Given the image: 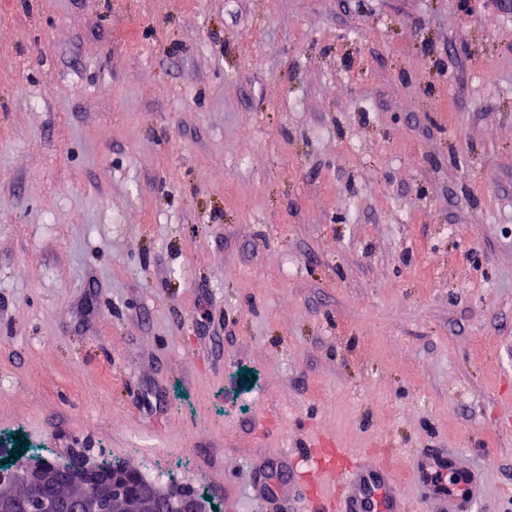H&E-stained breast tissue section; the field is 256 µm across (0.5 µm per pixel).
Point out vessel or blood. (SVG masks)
I'll return each instance as SVG.
<instances>
[{
    "label": "vessel or blood",
    "mask_w": 512,
    "mask_h": 512,
    "mask_svg": "<svg viewBox=\"0 0 512 512\" xmlns=\"http://www.w3.org/2000/svg\"><path fill=\"white\" fill-rule=\"evenodd\" d=\"M450 456L437 450H427L416 458V478L429 484L435 473L449 469ZM324 471L339 476L347 494L339 502V512H407L397 473L389 467H373L363 459H353L349 467L340 463L324 464ZM479 498L474 474L458 476L448 487L438 492L434 512H472Z\"/></svg>",
    "instance_id": "vessel-or-blood-1"
}]
</instances>
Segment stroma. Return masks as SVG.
<instances>
[{
    "label": "stroma",
    "mask_w": 512,
    "mask_h": 512,
    "mask_svg": "<svg viewBox=\"0 0 512 512\" xmlns=\"http://www.w3.org/2000/svg\"><path fill=\"white\" fill-rule=\"evenodd\" d=\"M432 448L512 512V0H0V457Z\"/></svg>",
    "instance_id": "1"
}]
</instances>
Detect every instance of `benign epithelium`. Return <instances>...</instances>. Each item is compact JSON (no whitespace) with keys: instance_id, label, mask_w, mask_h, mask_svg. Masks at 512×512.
I'll use <instances>...</instances> for the list:
<instances>
[{"instance_id":"benign-epithelium-1","label":"benign epithelium","mask_w":512,"mask_h":512,"mask_svg":"<svg viewBox=\"0 0 512 512\" xmlns=\"http://www.w3.org/2000/svg\"><path fill=\"white\" fill-rule=\"evenodd\" d=\"M135 479L136 472L119 463H84L74 470L37 456L0 471L1 486L21 490L19 497L0 494V512H110L125 507L133 512H208L203 499L155 484L142 486L141 497L128 505L125 489Z\"/></svg>"}]
</instances>
